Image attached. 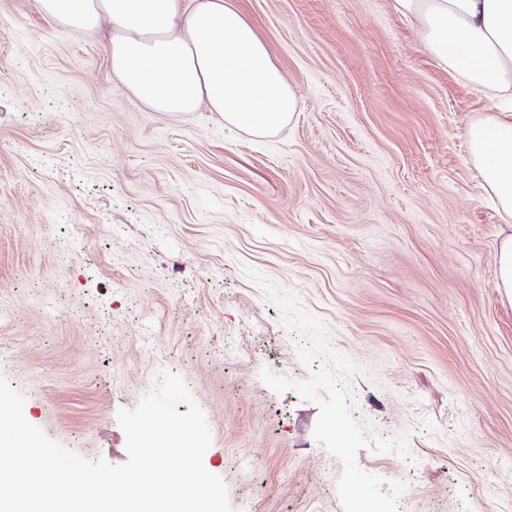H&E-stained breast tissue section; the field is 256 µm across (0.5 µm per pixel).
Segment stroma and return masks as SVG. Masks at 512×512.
<instances>
[{
    "mask_svg": "<svg viewBox=\"0 0 512 512\" xmlns=\"http://www.w3.org/2000/svg\"><path fill=\"white\" fill-rule=\"evenodd\" d=\"M300 99L255 136L218 113L156 112L103 42L0 0V375L24 415L120 465L117 414L179 374L233 512H342L341 461L313 437L283 314L292 292L362 368L355 418L407 435L399 512H512L507 226L470 158L495 100L438 64L392 0H235ZM499 288H505L512 297V234L505 236L500 244L497 258Z\"/></svg>",
    "mask_w": 512,
    "mask_h": 512,
    "instance_id": "35a3bbf8",
    "label": "stroma"
}]
</instances>
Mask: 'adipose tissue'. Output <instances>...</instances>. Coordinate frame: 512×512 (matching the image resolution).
Listing matches in <instances>:
<instances>
[{
    "label": "adipose tissue",
    "mask_w": 512,
    "mask_h": 512,
    "mask_svg": "<svg viewBox=\"0 0 512 512\" xmlns=\"http://www.w3.org/2000/svg\"><path fill=\"white\" fill-rule=\"evenodd\" d=\"M50 22L101 34L112 74L157 112L200 107L254 134L288 124L298 99L233 0H36ZM422 44L503 108L473 123L470 156L512 218V0H393Z\"/></svg>",
    "instance_id": "adipose-tissue-1"
}]
</instances>
